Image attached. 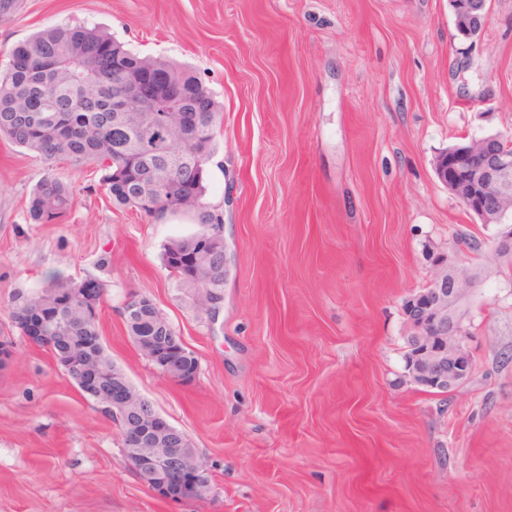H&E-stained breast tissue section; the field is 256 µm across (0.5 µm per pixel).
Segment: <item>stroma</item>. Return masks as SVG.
Masks as SVG:
<instances>
[{
	"mask_svg": "<svg viewBox=\"0 0 512 512\" xmlns=\"http://www.w3.org/2000/svg\"><path fill=\"white\" fill-rule=\"evenodd\" d=\"M489 7L476 38L449 0H25L0 20V70L69 23L194 71L222 106L204 201L224 213L228 270L208 321L162 258L190 217L117 207L98 166L0 138V512H512V282L492 256L512 218L482 223L434 169L462 138L512 136V0ZM47 174L76 200L59 224L28 217ZM431 252L485 267L466 304L474 370L446 395L410 383L403 359L402 301ZM53 272L102 283L103 345L197 448L204 498L143 487L118 425L13 326V295ZM134 295L194 352L191 383L132 343Z\"/></svg>",
	"mask_w": 512,
	"mask_h": 512,
	"instance_id": "stroma-1",
	"label": "stroma"
}]
</instances>
